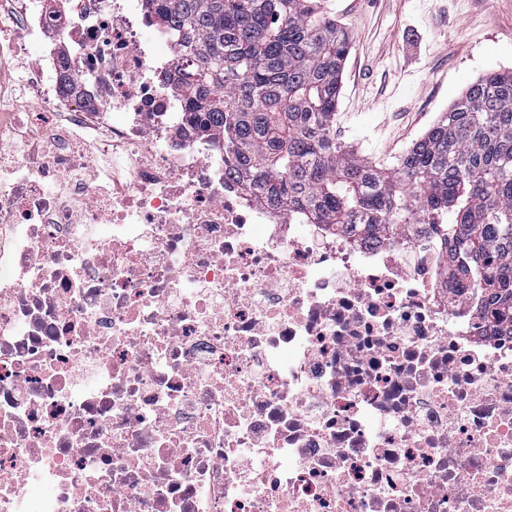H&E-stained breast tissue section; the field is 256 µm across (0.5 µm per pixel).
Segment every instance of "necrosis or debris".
Returning a JSON list of instances; mask_svg holds the SVG:
<instances>
[{
	"label": "necrosis or debris",
	"instance_id": "1",
	"mask_svg": "<svg viewBox=\"0 0 512 512\" xmlns=\"http://www.w3.org/2000/svg\"><path fill=\"white\" fill-rule=\"evenodd\" d=\"M147 0H0V512H512V335L420 225L224 172Z\"/></svg>",
	"mask_w": 512,
	"mask_h": 512
}]
</instances>
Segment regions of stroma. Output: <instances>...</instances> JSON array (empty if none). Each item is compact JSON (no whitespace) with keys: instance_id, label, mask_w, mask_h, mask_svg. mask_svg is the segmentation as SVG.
<instances>
[{"instance_id":"obj_1","label":"stroma","mask_w":512,"mask_h":512,"mask_svg":"<svg viewBox=\"0 0 512 512\" xmlns=\"http://www.w3.org/2000/svg\"><path fill=\"white\" fill-rule=\"evenodd\" d=\"M352 45L336 136L386 165L471 83L512 69V0H328Z\"/></svg>"}]
</instances>
